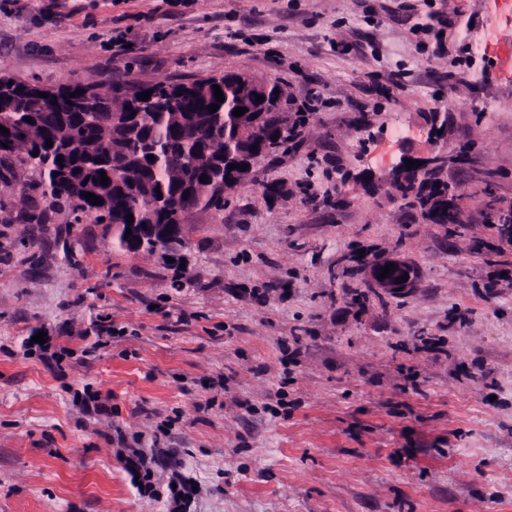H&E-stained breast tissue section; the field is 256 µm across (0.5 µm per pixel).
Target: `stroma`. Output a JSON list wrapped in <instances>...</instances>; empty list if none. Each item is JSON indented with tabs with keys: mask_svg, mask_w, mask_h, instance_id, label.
Wrapping results in <instances>:
<instances>
[{
	"mask_svg": "<svg viewBox=\"0 0 512 512\" xmlns=\"http://www.w3.org/2000/svg\"><path fill=\"white\" fill-rule=\"evenodd\" d=\"M495 0H0V76L279 83L295 132L174 248L130 252L0 166V512H166L118 437L202 485L189 512H512V43ZM402 136H395V128ZM468 151L470 165L449 164ZM446 158L435 224L387 177ZM277 194H269V187ZM399 254L414 288L369 289ZM45 334L61 367L30 350ZM443 339L440 353L425 337ZM97 391L105 410L75 400ZM288 417L267 414L279 396ZM389 264L396 266V269L391 270L389 277L379 278V274H382V268ZM365 271L370 287L379 288L385 293L394 294L408 291L415 285L416 270L414 266L398 254L367 262L365 264ZM405 274H408V280L403 283H397V278Z\"/></svg>",
	"mask_w": 512,
	"mask_h": 512,
	"instance_id": "1",
	"label": "stroma"
}]
</instances>
